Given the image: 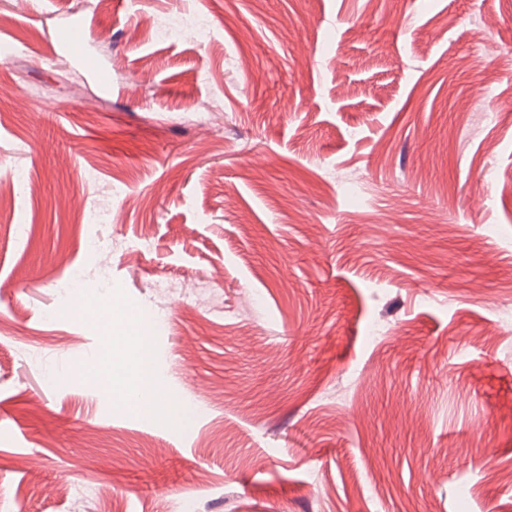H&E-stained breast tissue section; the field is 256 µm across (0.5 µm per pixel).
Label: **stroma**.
<instances>
[{"label": "stroma", "mask_w": 512, "mask_h": 512, "mask_svg": "<svg viewBox=\"0 0 512 512\" xmlns=\"http://www.w3.org/2000/svg\"><path fill=\"white\" fill-rule=\"evenodd\" d=\"M0 43V512H512V0H0ZM147 304L181 424L96 377ZM144 30L154 31L160 37L172 40L179 41L183 37V29L181 28H163L158 25L151 18H144L136 23V25L130 30V37L132 41L139 39L140 35ZM94 25L79 21L73 28L59 31L54 40L53 51L56 56H67L82 65L87 73L100 82L99 71L86 59L83 54L85 43L93 36Z\"/></svg>", "instance_id": "1"}]
</instances>
